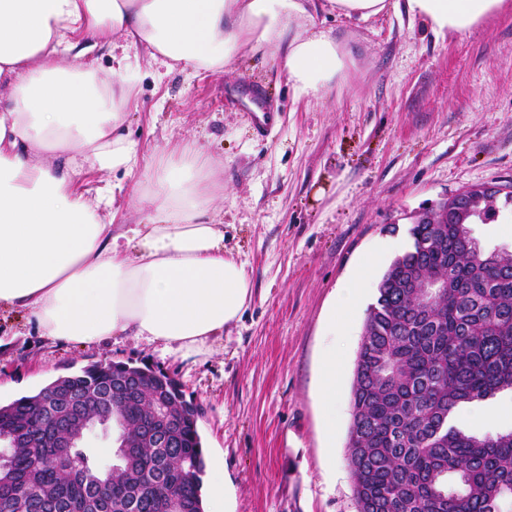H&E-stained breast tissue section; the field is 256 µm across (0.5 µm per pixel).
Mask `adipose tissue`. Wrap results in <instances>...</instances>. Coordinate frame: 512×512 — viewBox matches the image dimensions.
<instances>
[{
	"label": "adipose tissue",
	"instance_id": "obj_1",
	"mask_svg": "<svg viewBox=\"0 0 512 512\" xmlns=\"http://www.w3.org/2000/svg\"><path fill=\"white\" fill-rule=\"evenodd\" d=\"M505 0H0V305L27 311L55 343L131 336L190 358L240 320L251 297L244 265L208 222L223 186L212 159L183 145L142 162L118 134L135 106L127 58L99 77L89 46L124 38L188 74L218 73L241 52L278 60L296 98L319 100L354 50L319 13L368 22L394 12L438 35L470 32ZM68 64H61L62 56ZM47 155L65 160L57 167ZM132 176L153 213L113 231L75 186L85 168Z\"/></svg>",
	"mask_w": 512,
	"mask_h": 512
}]
</instances>
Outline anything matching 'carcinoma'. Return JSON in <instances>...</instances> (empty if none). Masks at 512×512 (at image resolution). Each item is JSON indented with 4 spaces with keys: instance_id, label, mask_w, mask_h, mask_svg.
Wrapping results in <instances>:
<instances>
[{
    "instance_id": "cac0c4a2",
    "label": "carcinoma",
    "mask_w": 512,
    "mask_h": 512,
    "mask_svg": "<svg viewBox=\"0 0 512 512\" xmlns=\"http://www.w3.org/2000/svg\"><path fill=\"white\" fill-rule=\"evenodd\" d=\"M478 198L446 224H413L367 309L352 389L346 462L357 512H504L512 502V427L476 435L452 414L512 391V250L482 251L466 225L498 216ZM448 274L420 306L410 280ZM170 417L152 421L155 404ZM129 447L117 467L77 442L86 424ZM201 408L149 366L92 364L32 395L0 403L11 453L0 512H166L158 486L180 489L179 512H204Z\"/></svg>"
}]
</instances>
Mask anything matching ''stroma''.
I'll return each instance as SVG.
<instances>
[{"mask_svg": "<svg viewBox=\"0 0 512 512\" xmlns=\"http://www.w3.org/2000/svg\"><path fill=\"white\" fill-rule=\"evenodd\" d=\"M322 19L358 56L348 82L320 100L296 99L278 63L259 54L192 77L145 48L130 52L138 100L121 133L147 156L195 143L213 157L224 189L208 216L251 280L246 310L211 352L184 359L130 336L53 344L24 310L0 309V402L90 364L159 367L203 409L205 464L223 463L231 512H356L346 451L365 309L408 246L415 211L466 186L512 183V4L465 36L392 13ZM256 87L275 114L262 131L243 103ZM127 182L96 168L77 177L89 200L115 189V223L146 221ZM374 252L362 309L347 338H334L335 293ZM331 346L332 419L320 384ZM454 421L478 434L512 425V392L463 405Z\"/></svg>", "mask_w": 512, "mask_h": 512, "instance_id": "1", "label": "stroma"}]
</instances>
